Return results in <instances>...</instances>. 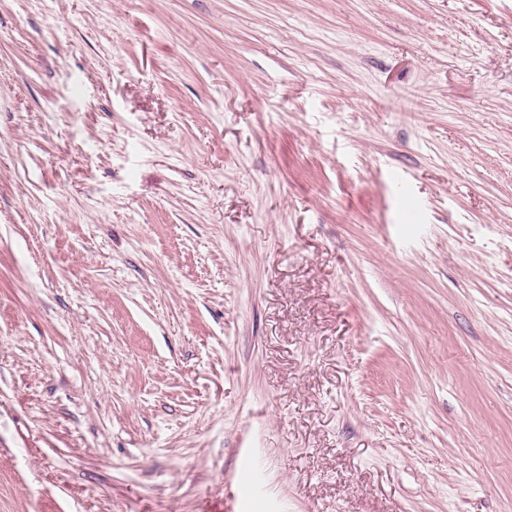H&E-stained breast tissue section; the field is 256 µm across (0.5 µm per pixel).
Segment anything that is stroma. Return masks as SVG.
<instances>
[{
	"label": "stroma",
	"instance_id": "obj_1",
	"mask_svg": "<svg viewBox=\"0 0 512 512\" xmlns=\"http://www.w3.org/2000/svg\"><path fill=\"white\" fill-rule=\"evenodd\" d=\"M512 512V0H0V512Z\"/></svg>",
	"mask_w": 512,
	"mask_h": 512
}]
</instances>
